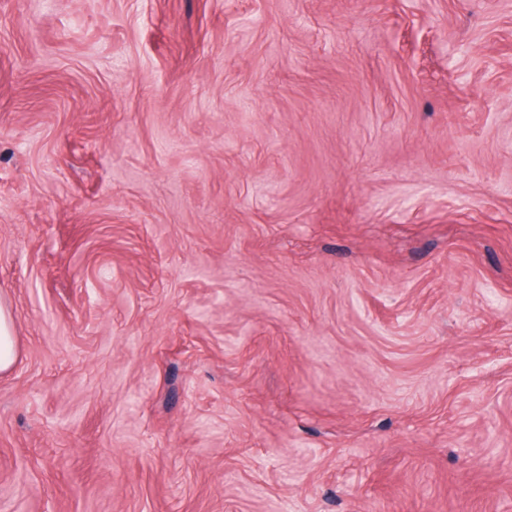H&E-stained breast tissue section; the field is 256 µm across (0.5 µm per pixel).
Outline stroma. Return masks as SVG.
<instances>
[{
  "label": "stroma",
  "instance_id": "stroma-1",
  "mask_svg": "<svg viewBox=\"0 0 512 512\" xmlns=\"http://www.w3.org/2000/svg\"><path fill=\"white\" fill-rule=\"evenodd\" d=\"M0 512H512V0H0ZM20 348L14 334L11 309L0 302V371H8L17 362Z\"/></svg>",
  "mask_w": 512,
  "mask_h": 512
}]
</instances>
